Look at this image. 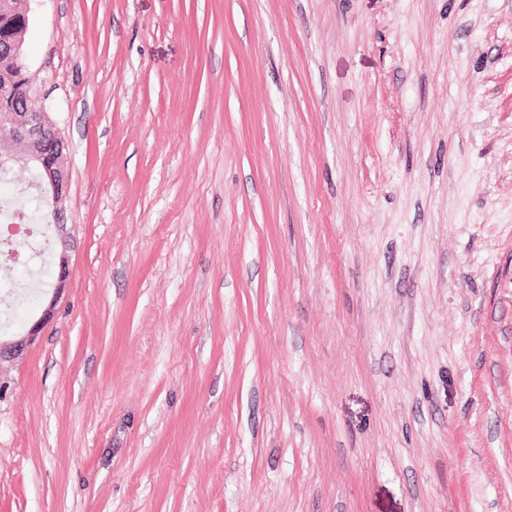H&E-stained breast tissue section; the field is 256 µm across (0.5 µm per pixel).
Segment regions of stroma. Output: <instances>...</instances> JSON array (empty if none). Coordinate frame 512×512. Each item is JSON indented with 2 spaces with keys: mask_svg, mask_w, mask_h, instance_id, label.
I'll list each match as a JSON object with an SVG mask.
<instances>
[{
  "mask_svg": "<svg viewBox=\"0 0 512 512\" xmlns=\"http://www.w3.org/2000/svg\"><path fill=\"white\" fill-rule=\"evenodd\" d=\"M32 11L77 243L0 512H512V0Z\"/></svg>",
  "mask_w": 512,
  "mask_h": 512,
  "instance_id": "stroma-1",
  "label": "stroma"
}]
</instances>
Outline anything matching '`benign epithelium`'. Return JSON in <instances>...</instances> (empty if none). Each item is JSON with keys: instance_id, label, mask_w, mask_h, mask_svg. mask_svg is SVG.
<instances>
[{"instance_id": "7a95c632", "label": "benign epithelium", "mask_w": 512, "mask_h": 512, "mask_svg": "<svg viewBox=\"0 0 512 512\" xmlns=\"http://www.w3.org/2000/svg\"><path fill=\"white\" fill-rule=\"evenodd\" d=\"M29 25L28 0L0 3V44L6 60L0 65V167L22 163L40 173L38 188L51 200L61 250L57 275L46 304L27 331L19 336L0 335V362L20 359L50 324L70 282V242L73 233L64 224L63 204L69 194L68 144L47 111L38 102L26 77L24 34Z\"/></svg>"}]
</instances>
